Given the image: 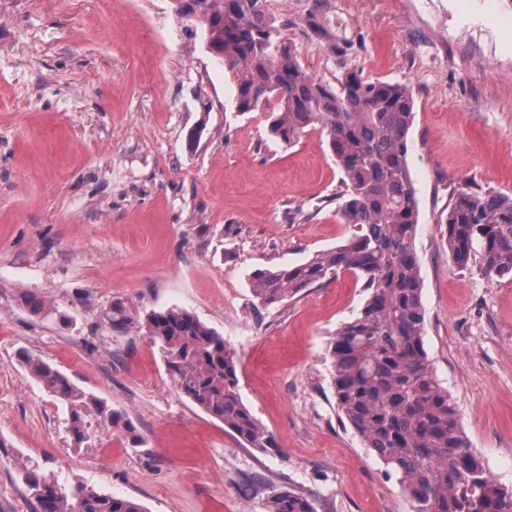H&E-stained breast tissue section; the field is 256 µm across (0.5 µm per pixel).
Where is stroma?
Returning a JSON list of instances; mask_svg holds the SVG:
<instances>
[{
  "mask_svg": "<svg viewBox=\"0 0 512 512\" xmlns=\"http://www.w3.org/2000/svg\"><path fill=\"white\" fill-rule=\"evenodd\" d=\"M267 5L316 81L408 88L425 348L470 447L512 487V279L456 265L443 223L459 191L512 198V0ZM344 190L325 133L287 146L265 112L239 111L171 0H0V512H36L31 464L147 512H266L284 485L317 512H412L336 408L327 349L365 305L362 281L268 306L252 291L255 271L348 240ZM117 302L133 317L183 308L222 335L277 452L180 394L156 348L111 329ZM23 351L124 412L141 444L119 430L75 447Z\"/></svg>",
  "mask_w": 512,
  "mask_h": 512,
  "instance_id": "1",
  "label": "stroma"
}]
</instances>
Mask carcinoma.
Wrapping results in <instances>:
<instances>
[{"label":"carcinoma","mask_w":512,"mask_h":512,"mask_svg":"<svg viewBox=\"0 0 512 512\" xmlns=\"http://www.w3.org/2000/svg\"><path fill=\"white\" fill-rule=\"evenodd\" d=\"M267 0H172L181 28L204 36L205 51L233 76L239 110L269 112L270 133L293 145L319 126L344 175L343 223L354 228L343 245L252 279L265 305L351 272L364 278L369 297L329 346L336 407L396 476L413 512H512V488L502 486L469 448L456 404L436 378L424 348L425 312L413 240L418 199L407 155L413 102L401 84L368 82L352 74L334 89L311 78L281 37ZM448 254L461 266L480 250L491 280L512 278V199L462 190L445 221ZM111 328L135 325L157 347L174 387L224 423L252 448H272L239 394L237 356L224 337L194 313L172 307L135 319L120 303ZM25 371L68 410L74 444L131 423L100 399L30 354ZM25 482L37 512H146L137 500L85 484L68 487L35 465ZM267 512H316L315 500L281 487Z\"/></svg>","instance_id":"obj_1"}]
</instances>
